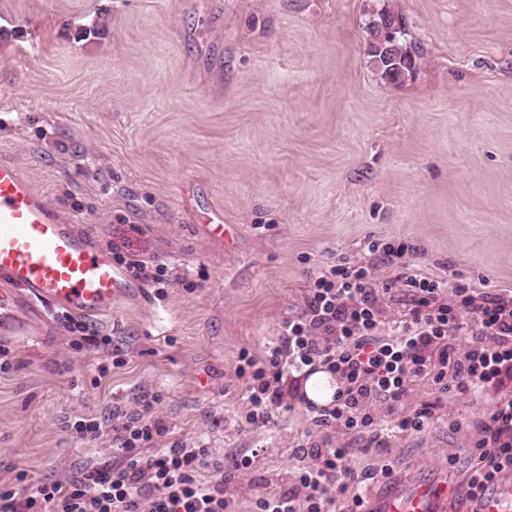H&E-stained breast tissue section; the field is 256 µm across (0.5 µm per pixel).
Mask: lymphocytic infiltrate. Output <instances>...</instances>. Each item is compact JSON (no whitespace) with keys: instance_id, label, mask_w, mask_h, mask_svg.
<instances>
[{"instance_id":"1","label":"lymphocytic infiltrate","mask_w":512,"mask_h":512,"mask_svg":"<svg viewBox=\"0 0 512 512\" xmlns=\"http://www.w3.org/2000/svg\"><path fill=\"white\" fill-rule=\"evenodd\" d=\"M365 264L343 263L322 269L311 281L304 311L283 321L278 338L263 357L242 351L236 375L246 383L242 421L262 427L299 374L318 367L337 375L340 387L331 404L317 409L319 439L302 447L309 464L294 472L287 487L256 501L257 512H363L367 474L348 468L346 444L333 443L329 430L345 436L379 438L378 413L385 431L405 435L423 430L429 406L399 415L414 382L427 380L438 393L495 395L488 423L475 448L477 464L468 495L479 501L512 474V290L490 293L459 282L418 275L405 260L404 245L370 242ZM395 268L379 280L374 269ZM407 294L412 306L394 325L385 322L384 297ZM469 329L471 340L456 338ZM159 396L141 400V409L114 413L112 451L117 464H103L51 483L17 473L13 485L0 486V512H226L224 463L204 444L173 442L156 447L167 429L152 411Z\"/></svg>"}]
</instances>
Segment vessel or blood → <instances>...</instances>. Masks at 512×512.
Masks as SVG:
<instances>
[{
	"label": "vessel or blood",
	"mask_w": 512,
	"mask_h": 512,
	"mask_svg": "<svg viewBox=\"0 0 512 512\" xmlns=\"http://www.w3.org/2000/svg\"><path fill=\"white\" fill-rule=\"evenodd\" d=\"M127 290L111 255L60 216L10 160H0V344L33 337L44 304L96 317ZM367 512H512V481L500 483L479 509L436 479L372 501Z\"/></svg>",
	"instance_id": "obj_1"
}]
</instances>
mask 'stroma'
Instances as JSON below:
<instances>
[{"instance_id":"35a3bbf8","label":"stroma","mask_w":512,"mask_h":512,"mask_svg":"<svg viewBox=\"0 0 512 512\" xmlns=\"http://www.w3.org/2000/svg\"><path fill=\"white\" fill-rule=\"evenodd\" d=\"M394 2L420 54L399 83L368 63L375 0H0V158L120 267L146 259L168 280L160 296L128 277L90 322L108 349L73 347L59 307L8 345L0 483L111 459L110 437L88 445L67 420L157 393V447L203 440L228 512H254L320 431L294 394L244 425L238 357L264 354L315 273L379 241L425 276L512 289V0ZM432 401L421 432L354 441L368 499L443 472L466 484L493 400L419 381L400 410Z\"/></svg>"}]
</instances>
